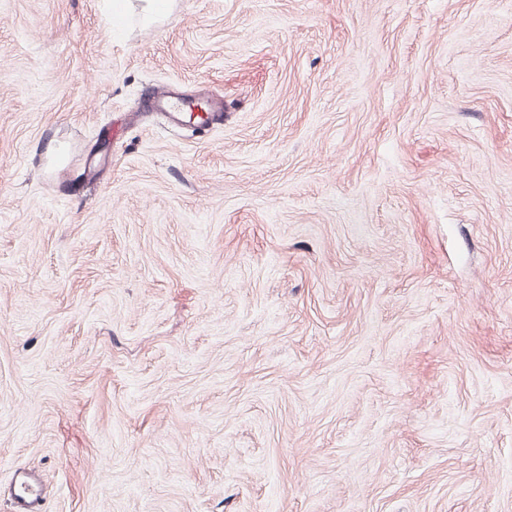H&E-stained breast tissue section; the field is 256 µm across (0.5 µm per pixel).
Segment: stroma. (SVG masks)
I'll use <instances>...</instances> for the list:
<instances>
[{
  "label": "stroma",
  "mask_w": 512,
  "mask_h": 512,
  "mask_svg": "<svg viewBox=\"0 0 512 512\" xmlns=\"http://www.w3.org/2000/svg\"><path fill=\"white\" fill-rule=\"evenodd\" d=\"M18 467L44 512H512V0H0V512Z\"/></svg>",
  "instance_id": "35a3bbf8"
}]
</instances>
